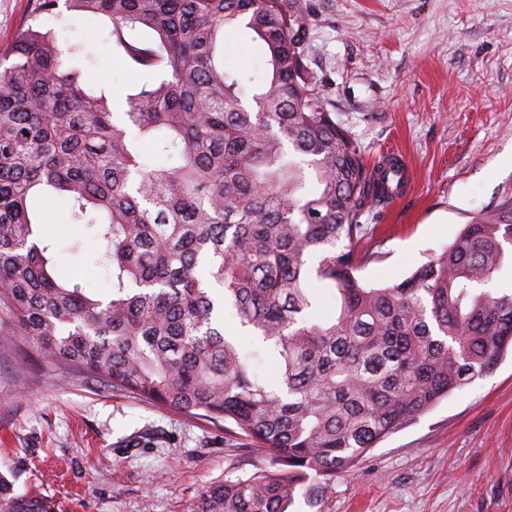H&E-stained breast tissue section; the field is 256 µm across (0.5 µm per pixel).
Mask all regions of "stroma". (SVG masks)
<instances>
[{
	"instance_id": "1",
	"label": "stroma",
	"mask_w": 512,
	"mask_h": 512,
	"mask_svg": "<svg viewBox=\"0 0 512 512\" xmlns=\"http://www.w3.org/2000/svg\"><path fill=\"white\" fill-rule=\"evenodd\" d=\"M305 3L328 111L367 161L397 151L412 169L402 198L363 218L375 259L361 275L391 285L512 194V0ZM47 26L81 45L83 81L123 111L137 77L104 42V20L66 12ZM262 53L225 31V68L252 73ZM36 208L58 276L109 294L67 201ZM270 467L244 436L64 369L32 342L0 344V475L58 512H194L210 485ZM290 512H512V355L384 438L358 471L299 491Z\"/></svg>"
}]
</instances>
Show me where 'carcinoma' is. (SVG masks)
<instances>
[{
    "label": "carcinoma",
    "mask_w": 512,
    "mask_h": 512,
    "mask_svg": "<svg viewBox=\"0 0 512 512\" xmlns=\"http://www.w3.org/2000/svg\"><path fill=\"white\" fill-rule=\"evenodd\" d=\"M62 6L106 18L104 41L154 76L122 115L65 68L77 47L45 27ZM239 26L264 46L257 79L224 68ZM311 28L301 0H33L0 52V304L56 361L284 466L210 486L201 512H288L512 347V293L488 288L512 266V195L401 282L360 275L361 218L397 180L327 110ZM58 196L98 241L110 294L55 277L33 201ZM228 309L260 349L225 333ZM0 512L55 505L0 477Z\"/></svg>",
    "instance_id": "carcinoma-1"
}]
</instances>
